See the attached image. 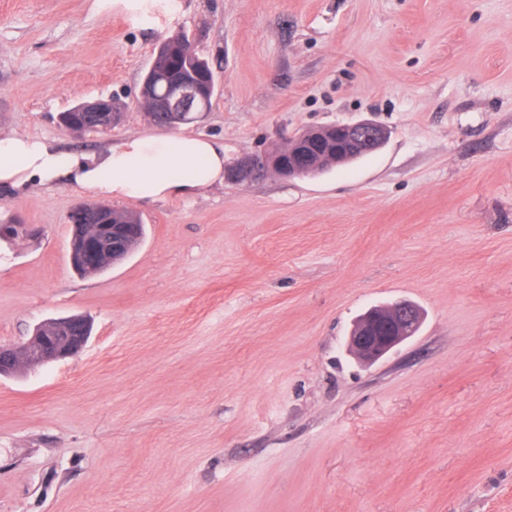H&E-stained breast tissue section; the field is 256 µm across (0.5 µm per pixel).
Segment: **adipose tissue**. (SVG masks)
<instances>
[{
	"label": "adipose tissue",
	"instance_id": "ef3b65f1",
	"mask_svg": "<svg viewBox=\"0 0 512 512\" xmlns=\"http://www.w3.org/2000/svg\"><path fill=\"white\" fill-rule=\"evenodd\" d=\"M224 145L192 132L147 133L100 154L64 151L47 140L0 135V191L25 194L64 179L100 198L146 203L189 199L224 181Z\"/></svg>",
	"mask_w": 512,
	"mask_h": 512
}]
</instances>
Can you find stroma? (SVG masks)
<instances>
[{
  "mask_svg": "<svg viewBox=\"0 0 512 512\" xmlns=\"http://www.w3.org/2000/svg\"><path fill=\"white\" fill-rule=\"evenodd\" d=\"M0 0V135L96 153L153 132L138 92L183 31L218 92L189 131L226 160L372 120L323 174L118 201L146 228L67 262L68 182L0 192V345L73 314L79 357L0 376V512H512V0ZM112 99L122 122L59 113ZM406 299L419 333L366 367L353 320Z\"/></svg>",
  "mask_w": 512,
  "mask_h": 512,
  "instance_id": "obj_1",
  "label": "stroma"
}]
</instances>
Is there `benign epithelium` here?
<instances>
[{
    "label": "benign epithelium",
    "mask_w": 512,
    "mask_h": 512,
    "mask_svg": "<svg viewBox=\"0 0 512 512\" xmlns=\"http://www.w3.org/2000/svg\"><path fill=\"white\" fill-rule=\"evenodd\" d=\"M176 44V36L172 35L157 47L149 75L140 84V103L149 105L152 112L171 116L206 112L209 105L198 84L202 53L196 43L192 40L182 43L178 70L170 71L163 66L170 48ZM154 73L169 79L167 96H153ZM75 111L91 115V125L83 127L84 133L107 131L123 118V113L110 99L82 102ZM386 138L387 130L370 121L311 129L288 138L281 148L272 152L248 153L236 158L226 165L224 180L237 185L269 173L286 180L307 177L328 160L339 166L365 152L375 151ZM69 222L72 231L68 255L74 268L81 267L94 274L123 261L135 247L136 230L111 206L100 208L80 201L72 208ZM421 325L419 307L408 300L374 306L355 320L346 337V349L359 363L370 366L414 337ZM89 334L90 328L81 316L43 322L27 340L0 346V375L14 373L25 363L42 366L76 357L86 345Z\"/></svg>",
    "instance_id": "1"
}]
</instances>
